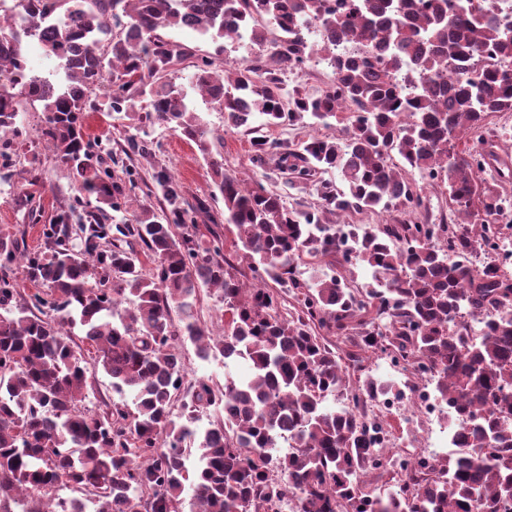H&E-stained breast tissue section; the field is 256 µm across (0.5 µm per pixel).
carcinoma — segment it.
I'll return each mask as SVG.
<instances>
[{
	"label": "carcinoma",
	"mask_w": 512,
	"mask_h": 512,
	"mask_svg": "<svg viewBox=\"0 0 512 512\" xmlns=\"http://www.w3.org/2000/svg\"><path fill=\"white\" fill-rule=\"evenodd\" d=\"M166 29L243 51L225 78L201 58L191 89L224 114V132L251 135L266 178L311 184L312 207L224 170V138L169 78L185 52ZM32 41L62 76L32 72ZM314 56L332 85L287 89L285 75ZM508 67L512 16L498 0H14L0 14V132L11 135L0 166L26 140L23 104L38 102L42 137L78 195L44 226L40 249L0 230V512H87L85 498L45 504L59 486L91 493L95 512H181L187 483L192 512H278L287 495L298 512H335L338 498H370L373 512H499L512 500V274L475 259L512 238L503 196L483 178H512L490 127L512 112ZM104 106L130 120L121 157L84 132L86 113ZM331 118L338 134L294 148L270 135ZM158 127L208 162L252 285L232 273L219 232L200 231L207 200L189 202L157 160ZM135 157L149 166L157 209L132 197ZM410 170L447 184L450 218H416L428 205ZM329 172L345 189L322 178ZM394 208L415 219L350 237L324 221ZM78 209L84 222L69 223ZM351 257L372 277L358 304L334 274L301 277L305 261ZM18 265L44 289L22 295ZM203 288L224 303L217 333L196 308ZM76 328L112 391L134 394V414L116 401L85 408L90 370ZM187 340L246 360L249 374L182 392ZM378 346L422 362L448 405L455 452L410 476V501L394 477L375 493L387 471L372 468L373 439L350 407L373 398V383H353L346 363L362 366ZM333 393L343 403L329 409ZM221 405L224 416L199 429V413Z\"/></svg>",
	"instance_id": "carcinoma-1"
}]
</instances>
